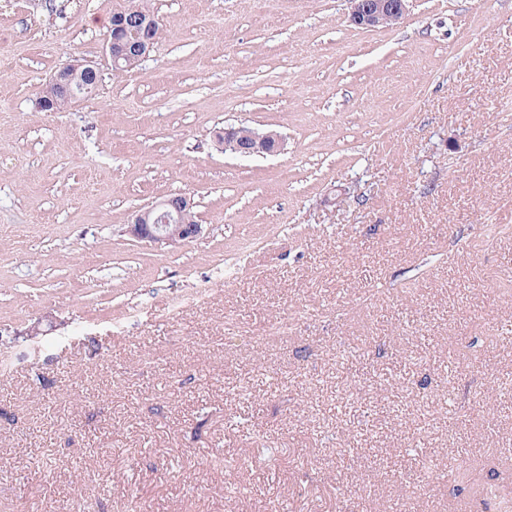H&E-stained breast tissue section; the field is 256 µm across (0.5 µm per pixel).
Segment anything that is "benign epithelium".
Listing matches in <instances>:
<instances>
[{
    "label": "benign epithelium",
    "instance_id": "obj_1",
    "mask_svg": "<svg viewBox=\"0 0 512 512\" xmlns=\"http://www.w3.org/2000/svg\"><path fill=\"white\" fill-rule=\"evenodd\" d=\"M351 22L362 29H380L399 22L406 14L409 0H349ZM154 26L153 18L122 10L112 15V26L106 37V52L116 68H132L148 56L154 43L136 38L137 32ZM98 68L89 62L68 64L50 80L57 94L74 99L98 86ZM217 148L239 158L278 155L285 150L284 137L273 130L260 131L238 126L226 127L215 134ZM193 203L185 196L162 199L139 211L128 233L139 241L179 245L197 238L201 225L192 212Z\"/></svg>",
    "mask_w": 512,
    "mask_h": 512
}]
</instances>
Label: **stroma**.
<instances>
[{"label":"stroma","instance_id":"35a3bbf8","mask_svg":"<svg viewBox=\"0 0 512 512\" xmlns=\"http://www.w3.org/2000/svg\"><path fill=\"white\" fill-rule=\"evenodd\" d=\"M126 4L0 0V512H497L447 473L494 457L512 496V0L371 31L348 0H148L118 74ZM83 62L96 91L42 111ZM231 123L286 149L221 152ZM174 195L199 238L128 235ZM144 3L145 0L130 1L127 8H137L152 16L151 12L145 8ZM152 17L135 15L125 9L112 15L110 21L112 26L106 37V52L109 54L114 67L120 68L125 65L126 68H132L148 56L154 46L153 41L145 38L137 39L136 34L141 30L148 31L154 26L152 36L156 41L160 31V23L157 18ZM116 68L115 70L119 71L129 70Z\"/></svg>","mask_w":512,"mask_h":512}]
</instances>
